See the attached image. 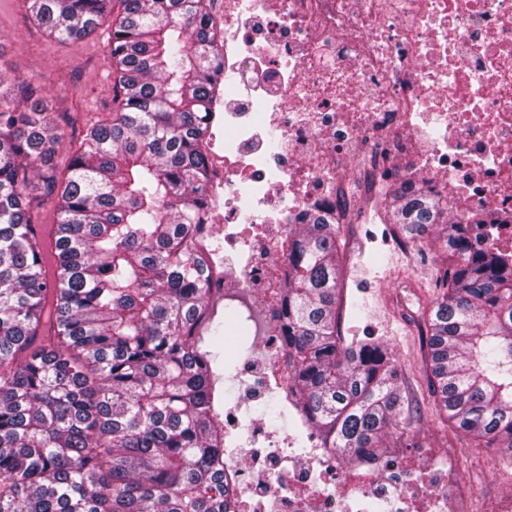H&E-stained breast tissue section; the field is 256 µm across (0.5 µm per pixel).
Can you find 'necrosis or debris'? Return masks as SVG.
Instances as JSON below:
<instances>
[{"instance_id":"obj_1","label":"necrosis or debris","mask_w":512,"mask_h":512,"mask_svg":"<svg viewBox=\"0 0 512 512\" xmlns=\"http://www.w3.org/2000/svg\"><path fill=\"white\" fill-rule=\"evenodd\" d=\"M224 73L201 146L210 221L224 229L211 304L236 315L233 450L224 466L259 512H512L441 448H387L342 463L295 426L240 407L287 400L277 349L281 288L307 215L362 223L381 181L429 186L476 222L474 248L512 258V0H210Z\"/></svg>"}]
</instances>
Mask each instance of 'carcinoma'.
Returning <instances> with one entry per match:
<instances>
[{
    "instance_id": "carcinoma-1",
    "label": "carcinoma",
    "mask_w": 512,
    "mask_h": 512,
    "mask_svg": "<svg viewBox=\"0 0 512 512\" xmlns=\"http://www.w3.org/2000/svg\"><path fill=\"white\" fill-rule=\"evenodd\" d=\"M60 42L107 26L112 112L64 138L29 85L0 88V512H233L213 323L210 173L200 148L222 49L209 0H24ZM70 157L60 174L56 148ZM39 193L29 191L30 167ZM397 235L429 233L439 299L425 372L446 421L512 459V261L429 189H389ZM57 219L40 221L42 202ZM282 288L291 399L325 448L397 428L394 360L345 344V243L328 211L295 231ZM209 325L212 349L199 346ZM260 417L288 425L275 402Z\"/></svg>"
}]
</instances>
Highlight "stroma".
<instances>
[{
  "label": "stroma",
  "instance_id": "35a3bbf8",
  "mask_svg": "<svg viewBox=\"0 0 512 512\" xmlns=\"http://www.w3.org/2000/svg\"><path fill=\"white\" fill-rule=\"evenodd\" d=\"M108 37L102 27L83 40L60 44L25 20L12 0H0V79L8 85H32L49 111L72 106L82 122L95 121L112 103L114 74ZM384 208V203H376V218L342 232L347 248V298L360 304L361 313H341L339 331L348 339L386 344L396 361L400 427L384 437V447L413 448L423 439L445 442L462 478L481 493L494 494L512 481V464L502 460L498 449L479 445L442 425L423 370L425 339L416 335L408 314L398 311L391 300L396 283L410 279L415 283L414 296L432 303L440 294V259L431 248L426 260L412 265L399 239L388 234L379 218Z\"/></svg>",
  "mask_w": 512,
  "mask_h": 512
}]
</instances>
